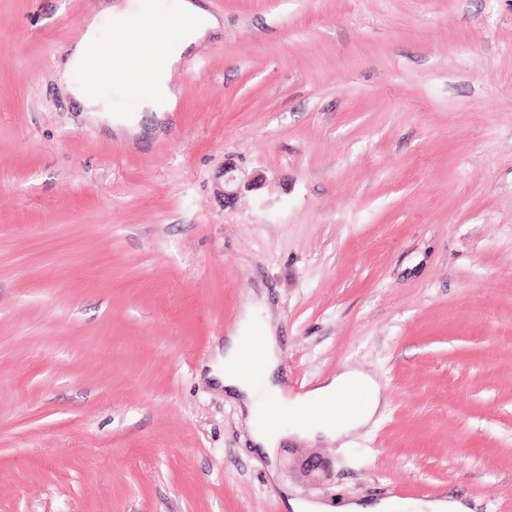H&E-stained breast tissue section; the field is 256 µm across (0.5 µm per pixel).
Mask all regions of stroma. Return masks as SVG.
<instances>
[{
  "label": "stroma",
  "instance_id": "stroma-1",
  "mask_svg": "<svg viewBox=\"0 0 512 512\" xmlns=\"http://www.w3.org/2000/svg\"><path fill=\"white\" fill-rule=\"evenodd\" d=\"M201 2L164 120L82 73L130 139L58 79L104 0H0V512H512V0ZM251 315L377 422L260 455L207 376ZM288 506L292 512H408L402 511L406 508L405 505L393 499H382L373 504L349 501L340 505L325 502L289 500Z\"/></svg>",
  "mask_w": 512,
  "mask_h": 512
}]
</instances>
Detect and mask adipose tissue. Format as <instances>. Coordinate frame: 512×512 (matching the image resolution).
<instances>
[{"instance_id":"adipose-tissue-1","label":"adipose tissue","mask_w":512,"mask_h":512,"mask_svg":"<svg viewBox=\"0 0 512 512\" xmlns=\"http://www.w3.org/2000/svg\"><path fill=\"white\" fill-rule=\"evenodd\" d=\"M220 20L198 0H109L87 18L59 69L62 88L83 103L87 113L111 116L112 107L86 84L75 81L82 71H125L129 56L140 53L147 75L138 83V97L156 115L167 112L175 88L171 77L183 56L208 34L219 31ZM111 39H103V30ZM260 363H252V351ZM279 339L267 325L245 319L228 336L215 377L233 392L245 409V422L259 451L273 455L284 438H342L371 424L386 406L388 395L370 372L347 369L318 382L307 393L289 397L279 373ZM287 415V429L274 427L273 413Z\"/></svg>"}]
</instances>
